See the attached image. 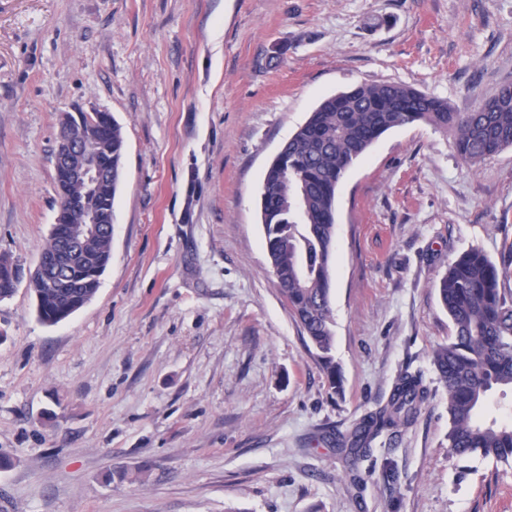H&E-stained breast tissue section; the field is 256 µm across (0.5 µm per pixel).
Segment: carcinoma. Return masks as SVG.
I'll list each match as a JSON object with an SVG mask.
<instances>
[{
  "label": "carcinoma",
  "mask_w": 512,
  "mask_h": 512,
  "mask_svg": "<svg viewBox=\"0 0 512 512\" xmlns=\"http://www.w3.org/2000/svg\"><path fill=\"white\" fill-rule=\"evenodd\" d=\"M107 112L83 113L82 153L105 168L112 183L89 192L56 169L60 200L59 232L49 236L36 270L0 254V301L11 297L22 281L36 298L39 319L58 324L95 296L111 257L112 206L121 179L125 141L121 127ZM427 123L452 138L457 155L474 165L512 146V86L482 99L470 112H456L448 101L402 83L363 84L324 99L280 150L266 170L260 198L266 252L280 292L304 335L321 354L331 385V257L336 224V188L346 170L392 128ZM99 231L82 239V264L67 282L47 285L49 260L65 238L81 233L85 217ZM507 267L497 266L482 250L458 255L438 285L439 299L453 323L448 343L432 353L438 380L448 393V448L459 457L480 455L512 461V422L484 425L477 407L495 387L512 388V290ZM425 398L418 374L401 373L387 403L370 413L342 442L353 457L370 453L373 440L415 420Z\"/></svg>",
  "instance_id": "obj_1"
}]
</instances>
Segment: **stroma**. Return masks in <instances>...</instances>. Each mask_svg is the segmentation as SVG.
Segmentation results:
<instances>
[{"mask_svg":"<svg viewBox=\"0 0 512 512\" xmlns=\"http://www.w3.org/2000/svg\"><path fill=\"white\" fill-rule=\"evenodd\" d=\"M402 83L454 111L512 83V0H0V253L35 267L58 117L125 153L95 297L42 323L0 301V512H512V462L448 448L432 352L461 252L512 257V147L385 133L336 191L335 380L272 276L266 168L324 97ZM425 399L351 463L402 372Z\"/></svg>","mask_w":512,"mask_h":512,"instance_id":"1","label":"stroma"}]
</instances>
